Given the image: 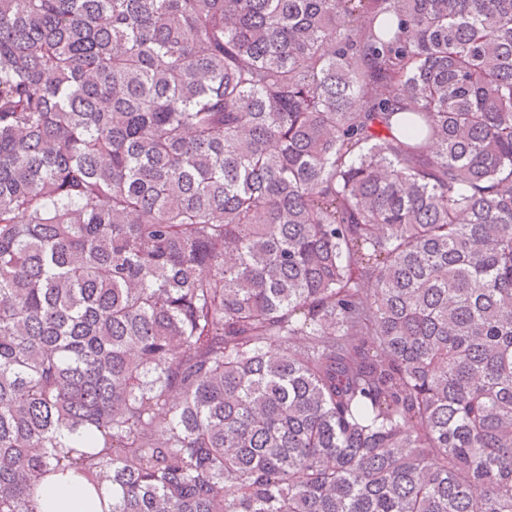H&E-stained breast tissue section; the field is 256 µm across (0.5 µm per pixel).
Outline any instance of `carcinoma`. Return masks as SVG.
<instances>
[{"label": "carcinoma", "instance_id": "obj_1", "mask_svg": "<svg viewBox=\"0 0 512 512\" xmlns=\"http://www.w3.org/2000/svg\"><path fill=\"white\" fill-rule=\"evenodd\" d=\"M512 512V0H0V512ZM84 493L67 479H59L48 485L44 495V512H82ZM71 507L70 510H63Z\"/></svg>", "mask_w": 512, "mask_h": 512}]
</instances>
